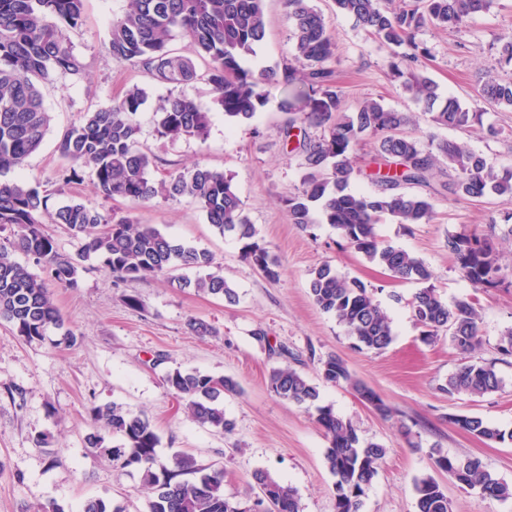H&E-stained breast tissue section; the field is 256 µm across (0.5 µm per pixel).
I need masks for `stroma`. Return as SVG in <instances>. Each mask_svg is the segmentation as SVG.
Returning <instances> with one entry per match:
<instances>
[{"label":"stroma","mask_w":512,"mask_h":512,"mask_svg":"<svg viewBox=\"0 0 512 512\" xmlns=\"http://www.w3.org/2000/svg\"><path fill=\"white\" fill-rule=\"evenodd\" d=\"M313 3L330 21L336 79L347 107L367 98L380 100L413 116L410 132L422 143L461 139L496 169H512V109L483 105L484 125L502 131L496 138L487 137L482 128L463 133L435 126L391 77L389 48L368 37L353 19L336 15L333 0ZM126 6L127 0H85L82 25L62 27L85 72L42 85L44 105L52 116L50 128L22 169L0 177L40 186L58 203L78 200L107 217L120 209L138 223L207 249L236 288L239 301L228 305L191 289L179 290L162 275L116 284L101 259L93 258L77 288H52L63 329L30 343L0 325V512H37L39 505L51 501L65 512H79L92 497L125 503L128 512H147L148 493L137 479L113 469L86 447L91 406L112 402L149 417L160 436L157 452L165 463L188 453L201 464L223 469L227 495L243 502L256 496L252 474L264 469L296 489L303 512H336L334 478L324 463L328 442L314 421V410L276 397L267 386L270 371L282 364L272 349L282 344L299 356L298 371L317 384L320 404L350 420L362 439L387 450L361 512H416L415 482L429 474L451 500L453 512H512V500L487 498L461 487L447 473L434 471L430 459L436 449L450 456H474L512 485V441H485L448 422L452 414L476 415L512 430V359L501 361L497 353L501 336L512 329V224L505 220L512 201L443 197L436 201L430 223L406 227L385 218L376 226L380 241L424 261L443 298L469 299L481 316L482 343L472 357L495 361L503 385L481 397L451 396L440 386L464 357L448 338L423 342L410 307L419 282L393 278L330 225L316 223L303 230L291 224L285 200L301 189L303 172L290 160L280 132L281 89L268 85V102L251 121L225 122L211 86L202 78L180 90L136 66L112 60L105 49L109 25L113 14ZM264 12L266 35L248 61L257 71L292 53L285 0H264ZM510 32L512 0H496L494 8L473 14L458 30L426 27L417 38L430 53L419 71L437 84L439 93L471 102L485 72L512 75L498 65L500 39ZM133 84L147 92L137 123L142 149L157 158L155 177L198 162L224 171L259 239L280 263L277 280L267 279L243 259L241 243L234 236L219 235L191 200L159 197L134 208L104 199L91 177L66 186L59 182L56 146L62 132L84 113L112 104ZM180 91L209 112L206 140L157 136L159 104ZM488 229L501 269L495 286L475 288L462 278L447 240ZM325 263L373 288L392 319L394 340L387 349H356L335 318L313 303L309 273ZM130 295L142 301V309L127 305ZM192 318L212 325L215 335L192 334L187 325ZM258 328L266 332L265 342L253 337ZM68 331L75 343L65 341ZM330 354L346 361L353 375L391 406L392 417L380 416L349 387L321 380L320 361ZM174 368L237 381V392L224 397V411L235 424L232 434L200 426L184 412L163 381ZM38 436L43 439L39 445L34 442Z\"/></svg>","instance_id":"1"}]
</instances>
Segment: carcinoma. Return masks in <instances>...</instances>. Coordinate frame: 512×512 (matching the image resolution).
I'll list each match as a JSON object with an SVG mask.
<instances>
[{"label": "carcinoma", "instance_id": "carcinoma-1", "mask_svg": "<svg viewBox=\"0 0 512 512\" xmlns=\"http://www.w3.org/2000/svg\"><path fill=\"white\" fill-rule=\"evenodd\" d=\"M85 0H0V172L20 168L37 151L50 127L51 115L43 105L40 84L52 77L80 76L83 64L62 37L57 19L71 28L81 24ZM312 0H288L291 59L276 68L255 72L244 61L256 53L265 37L263 0H129L128 8L112 17L107 51L117 63L142 68L159 82L178 86L197 79L195 60L207 64V80L229 123L250 120L267 103L265 85H278L285 144L304 170L302 190L286 200L291 223L306 229L320 222L336 228L368 261L382 266L395 278L426 284L410 302L414 319L430 343L449 337L462 354L482 342L481 318L466 298L451 303L429 284L431 271L411 253L379 241L376 224L389 216L397 224H428L438 196L512 199V170H497L467 143L443 140L423 145L403 132L411 118L376 100L360 103L352 112L343 106L332 63L336 44L329 21ZM494 0H334L336 13L356 24L391 49L389 69L405 93L423 106L440 127L466 130L483 126L479 103L512 108V80L488 76L474 103L442 98L437 85L417 72L428 49L416 33L430 24L460 28L475 13L490 10ZM185 36L194 57L171 52L174 34ZM147 99L145 89L129 86L112 105L87 112L68 128L57 143L62 165L58 178L66 185L95 180L106 199H122L133 206L165 199L188 198L198 205L216 232L243 242L244 258L266 277L278 276V262L260 242L255 225L243 214L232 179L204 164L170 172L156 180L151 172L155 157L138 146L136 115ZM209 113L185 94L171 95L160 107L156 133L163 139H206ZM373 140L370 176L379 190L365 195L351 189L355 172L352 150ZM453 172L441 189L427 196L403 191L406 185L429 186L434 174ZM51 194L24 181L0 182V230L13 229V237L0 241V321L28 342L42 341L51 329L63 328L60 312L44 279L13 259L21 251L34 257L47 276L64 288L79 286L83 263L103 260L115 281H134L168 275L179 288L218 297L228 305L239 300L224 275L211 270L213 256L184 241L171 238L150 224L112 213L107 220L97 209L70 200L55 207ZM59 224L78 243L73 254L59 250L44 224ZM462 277L474 288L495 283L499 252L488 234L476 231L448 237ZM196 269L194 278L176 274ZM309 293L314 304L335 317L355 347L381 352L393 341L387 311L359 279L336 273L325 263L310 273ZM325 382L345 384L357 395L370 397L384 417L390 407L358 380L336 355L321 360ZM165 384L185 402L191 419L229 435L234 423L224 413V395L236 390L230 377L198 371L170 370ZM503 384L495 363L469 360L440 390L450 395L484 396ZM268 388L289 402L315 407V421L329 446L325 466L334 476L336 512H360L366 490L378 473L387 449L360 438L353 424L330 406L318 404L320 393L303 373L290 367L272 369ZM93 432L87 447L112 467L135 473L149 494L148 512H302L297 492L266 470L252 474L259 488L253 499L241 502L224 493V472L183 454L169 468L157 453L160 438L150 419L121 404L90 409ZM448 422L490 442L512 440L479 416L455 414ZM110 436L117 446L106 443ZM432 467L448 473L460 485L506 501L512 486L496 478L477 457L431 455ZM417 512H452L438 481L427 475L415 485ZM82 512H127L110 498H91Z\"/></svg>", "mask_w": 512, "mask_h": 512}]
</instances>
